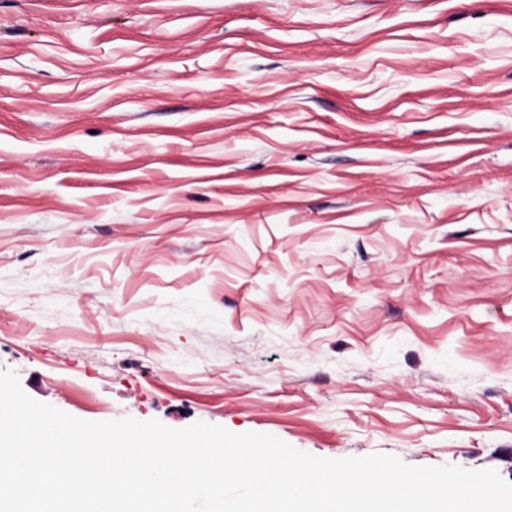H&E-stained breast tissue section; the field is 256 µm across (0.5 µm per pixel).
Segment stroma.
I'll use <instances>...</instances> for the list:
<instances>
[{"label":"stroma","mask_w":512,"mask_h":512,"mask_svg":"<svg viewBox=\"0 0 512 512\" xmlns=\"http://www.w3.org/2000/svg\"><path fill=\"white\" fill-rule=\"evenodd\" d=\"M0 369L512 484V0H0Z\"/></svg>","instance_id":"stroma-1"}]
</instances>
